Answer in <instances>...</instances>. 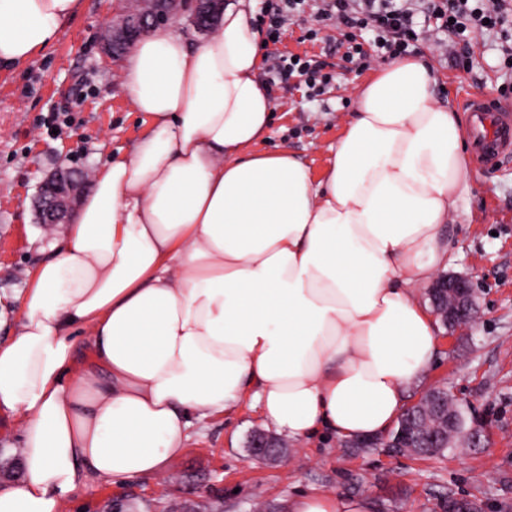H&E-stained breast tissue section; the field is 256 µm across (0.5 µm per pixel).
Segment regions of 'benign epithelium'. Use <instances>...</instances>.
Returning <instances> with one entry per match:
<instances>
[{
	"label": "benign epithelium",
	"mask_w": 512,
	"mask_h": 512,
	"mask_svg": "<svg viewBox=\"0 0 512 512\" xmlns=\"http://www.w3.org/2000/svg\"><path fill=\"white\" fill-rule=\"evenodd\" d=\"M193 5V19L196 26L204 30L217 17L222 0H138L136 7L127 10L119 22L112 27L110 37L100 42V50L114 58L125 53L129 47L148 30L164 23L168 9ZM80 184L76 173L59 171L46 178L40 185L37 201L38 221L41 224H59L65 221L79 194ZM431 295L450 302L444 317L454 326L468 324L475 317L472 303V288L466 277L437 278L431 288ZM283 452L277 440L262 437L253 444L252 456L257 460L280 458Z\"/></svg>",
	"instance_id": "1"
}]
</instances>
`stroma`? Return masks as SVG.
<instances>
[{
	"mask_svg": "<svg viewBox=\"0 0 512 512\" xmlns=\"http://www.w3.org/2000/svg\"><path fill=\"white\" fill-rule=\"evenodd\" d=\"M321 0H306L287 19L266 53L308 54L337 78L325 93L307 97L297 79L269 84L272 122L258 149H288L314 177L327 167L330 148L356 110L355 88L381 67L340 68L336 26H317ZM121 0H81L57 41L27 65L0 70V343L8 342L18 296L64 225L47 230L33 207L46 175L66 168L93 176L110 157L129 153L145 132L120 71L122 59L98 49ZM318 29L309 41L310 29ZM439 77L435 100L459 108L462 99H504L512 107V77L500 68L491 34L471 35L466 65H457L445 36L425 30L416 49ZM65 112L71 125L48 133L41 119ZM475 181L450 227L453 260L448 274L475 285L476 319L467 327L438 328L428 374L406 397L443 387L481 417L480 444L426 460L351 447L349 440L318 435L289 442L277 462L252 459L248 442L264 432L258 410L241 403L228 415L193 424L184 453L165 476L100 480L70 496L62 512H289L303 494L336 492L368 499L372 512H444L448 497L465 495L486 512H512V160L474 168ZM18 416L0 414V474L20 481Z\"/></svg>",
	"mask_w": 512,
	"mask_h": 512,
	"instance_id": "1",
	"label": "stroma"
}]
</instances>
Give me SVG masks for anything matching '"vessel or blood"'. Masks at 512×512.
Listing matches in <instances>:
<instances>
[{"label":"vessel or blood","instance_id":"1","mask_svg":"<svg viewBox=\"0 0 512 512\" xmlns=\"http://www.w3.org/2000/svg\"><path fill=\"white\" fill-rule=\"evenodd\" d=\"M463 109L469 114V137L479 163L491 165L512 155V111L481 98L465 100Z\"/></svg>","mask_w":512,"mask_h":512}]
</instances>
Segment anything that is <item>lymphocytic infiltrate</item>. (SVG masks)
<instances>
[{"label":"lymphocytic infiltrate","mask_w":512,"mask_h":512,"mask_svg":"<svg viewBox=\"0 0 512 512\" xmlns=\"http://www.w3.org/2000/svg\"><path fill=\"white\" fill-rule=\"evenodd\" d=\"M323 20L334 21L348 29L342 58L352 63L364 60L366 52L353 36L354 30L369 29L375 34L376 48L383 56L396 58L406 53L417 41V15L434 19L439 30L465 42L469 29L479 28L507 37L512 32V0H322ZM271 73L304 79L305 93L315 98L322 95L333 79L316 61L305 57L272 55Z\"/></svg>","instance_id":"1"}]
</instances>
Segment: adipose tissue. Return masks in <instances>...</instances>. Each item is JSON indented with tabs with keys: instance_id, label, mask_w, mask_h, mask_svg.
I'll return each mask as SVG.
<instances>
[{
	"instance_id": "ef3b65f1",
	"label": "adipose tissue",
	"mask_w": 512,
	"mask_h": 512,
	"mask_svg": "<svg viewBox=\"0 0 512 512\" xmlns=\"http://www.w3.org/2000/svg\"><path fill=\"white\" fill-rule=\"evenodd\" d=\"M79 8L0 0V65L34 59ZM254 14L232 0L205 39L158 27L131 46L124 86L149 127L95 174L0 344L25 473L0 512H61L98 479L157 476L192 419L246 399L295 441L377 437L426 375L437 324L417 289L448 264L439 227L471 193L462 120L405 57L359 87L322 178L257 152L273 103ZM290 510L371 504L302 495Z\"/></svg>"
}]
</instances>
